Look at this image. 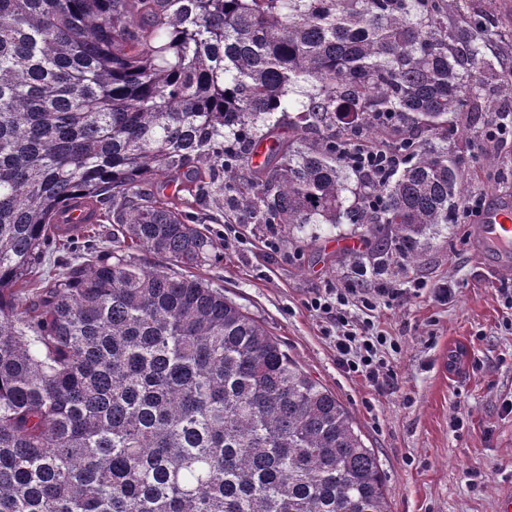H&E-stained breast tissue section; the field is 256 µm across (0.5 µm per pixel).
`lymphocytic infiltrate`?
Listing matches in <instances>:
<instances>
[{"label":"lymphocytic infiltrate","mask_w":512,"mask_h":512,"mask_svg":"<svg viewBox=\"0 0 512 512\" xmlns=\"http://www.w3.org/2000/svg\"><path fill=\"white\" fill-rule=\"evenodd\" d=\"M339 156L364 184L382 182L385 173L402 162L395 141L341 139ZM424 281L386 278L381 267L360 266L350 276L317 292L307 302L324 324L336 349V364L372 387L390 385L397 373L389 356L400 353L399 343L380 330L376 315L394 304L420 297Z\"/></svg>","instance_id":"1"}]
</instances>
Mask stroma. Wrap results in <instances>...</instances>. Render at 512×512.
I'll return each instance as SVG.
<instances>
[{"label":"stroma","instance_id":"stroma-1","mask_svg":"<svg viewBox=\"0 0 512 512\" xmlns=\"http://www.w3.org/2000/svg\"><path fill=\"white\" fill-rule=\"evenodd\" d=\"M451 7L448 20L467 28L474 14L494 17L496 33L486 43V61L512 64V0H467ZM505 101L498 81L487 83L474 108L454 117L448 152L462 173V197L479 194L487 204L512 201V143L479 153V134L495 122ZM476 219L441 224L421 238V259L407 267L429 291L382 310L380 328L398 340L392 386L374 389L342 372L320 320L306 302L320 288L346 276L358 262L394 251L392 234L369 236L360 224H256L225 214L206 231L222 247L223 261L196 275L222 289L279 340L299 365L343 403L365 443L379 460L392 512H497L501 492L512 487V309L503 289H512V269L499 271L483 256ZM278 237L270 250L267 239ZM455 288L447 303L431 288ZM463 341L468 370L457 380L442 377L437 360L448 345ZM463 414L464 425L452 424Z\"/></svg>","mask_w":512,"mask_h":512}]
</instances>
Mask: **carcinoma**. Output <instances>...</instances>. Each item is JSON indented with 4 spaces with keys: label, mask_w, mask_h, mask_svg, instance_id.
Wrapping results in <instances>:
<instances>
[{
    "label": "carcinoma",
    "mask_w": 512,
    "mask_h": 512,
    "mask_svg": "<svg viewBox=\"0 0 512 512\" xmlns=\"http://www.w3.org/2000/svg\"><path fill=\"white\" fill-rule=\"evenodd\" d=\"M479 55L446 0H0V512H390L343 404L183 271L226 208L386 227L415 265L463 216L448 148L405 147L371 216L336 138L448 129Z\"/></svg>",
    "instance_id": "1"
}]
</instances>
